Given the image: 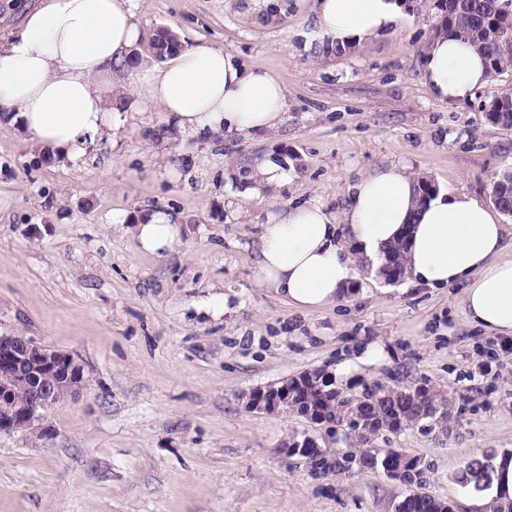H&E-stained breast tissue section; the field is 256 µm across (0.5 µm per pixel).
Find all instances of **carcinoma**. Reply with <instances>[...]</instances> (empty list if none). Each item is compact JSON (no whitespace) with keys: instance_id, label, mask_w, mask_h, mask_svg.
I'll return each instance as SVG.
<instances>
[{"instance_id":"cac0c4a2","label":"carcinoma","mask_w":512,"mask_h":512,"mask_svg":"<svg viewBox=\"0 0 512 512\" xmlns=\"http://www.w3.org/2000/svg\"><path fill=\"white\" fill-rule=\"evenodd\" d=\"M433 35L454 37L476 46L486 62V71L491 79L512 70V46L501 43V25L512 19V0H432ZM182 49L178 38L166 28L155 30L148 39L147 50L156 60ZM487 122L503 129L512 128V90L498 93L481 107ZM492 202L507 216H512V168H505L492 181ZM404 247L392 244L386 251V264L382 275L391 282L397 270L403 267ZM301 407L321 413L328 418L340 416V407L355 396L354 404L361 417L372 421L384 432H394L428 422L427 404L412 383L406 385H385L374 383L364 385L355 391L335 387V382L326 381L313 373L302 379L295 388ZM364 441H353V446L343 455H335V461L320 465L311 462L312 472L326 476L330 472L344 474L364 473L377 468L396 469L400 458L388 453L374 456L364 449ZM494 456L467 460L457 479L465 487L481 491L491 484ZM428 466L421 457L414 456L411 465L394 477V481L410 486L427 482ZM440 499L426 495H408L401 500L396 512H436Z\"/></svg>"}]
</instances>
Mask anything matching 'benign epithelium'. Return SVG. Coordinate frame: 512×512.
<instances>
[{
	"mask_svg": "<svg viewBox=\"0 0 512 512\" xmlns=\"http://www.w3.org/2000/svg\"><path fill=\"white\" fill-rule=\"evenodd\" d=\"M87 385L82 364L71 354L46 348L12 332L0 333V434H48V428L43 426L45 411L60 401L79 397ZM294 405L286 384L259 388L247 399L248 408L265 413L281 412ZM306 419L316 432L304 433L292 444L284 443L283 453L302 454L313 448L316 456H323L326 447L322 443L336 440L340 429L372 440L379 437L372 424L351 410L339 427L320 416L309 414Z\"/></svg>",
	"mask_w": 512,
	"mask_h": 512,
	"instance_id": "7a95c632",
	"label": "benign epithelium"
}]
</instances>
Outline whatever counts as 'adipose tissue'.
I'll use <instances>...</instances> for the list:
<instances>
[{"label": "adipose tissue", "instance_id": "adipose-tissue-1", "mask_svg": "<svg viewBox=\"0 0 512 512\" xmlns=\"http://www.w3.org/2000/svg\"><path fill=\"white\" fill-rule=\"evenodd\" d=\"M138 2L40 0L18 32L0 34V128L17 129L41 152L75 165L117 122L123 89L134 96L131 109L164 113L171 142L227 131L251 137L278 126L286 106L282 84L218 47L183 49L136 82L127 59L143 48ZM315 12L311 40L342 49L373 41L404 16L399 0H315ZM424 78L442 101L471 97L488 81L483 57L445 36L430 42ZM289 181L270 155L247 192L262 203ZM415 185L403 165L362 176L349 188L341 225L318 204L280 209L261 227L256 282L298 311L330 308L359 269L380 273L387 247L400 241L412 282L430 288L466 282V320L492 335H512L506 228L488 207L450 190L417 206ZM112 222L152 253L171 250L183 233L179 217L163 209L118 214Z\"/></svg>", "mask_w": 512, "mask_h": 512}]
</instances>
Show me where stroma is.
<instances>
[{
    "instance_id": "35a3bbf8",
    "label": "stroma",
    "mask_w": 512,
    "mask_h": 512,
    "mask_svg": "<svg viewBox=\"0 0 512 512\" xmlns=\"http://www.w3.org/2000/svg\"><path fill=\"white\" fill-rule=\"evenodd\" d=\"M281 2L271 22L247 0H140L138 12L145 31L169 28L183 46H221L274 75L286 109L269 134L168 144L154 135L160 112H127L74 166L0 129V332L73 355L88 379L46 410L47 436L0 435V512H395L409 487L380 470L313 476L280 451L311 424L246 406L252 391L332 370L372 341L390 361L356 383L425 379L448 394L447 430L424 423L375 443L422 457L426 493L467 510L465 461L512 450V350L467 324L463 285L363 270L336 308L305 313L254 280L273 213L306 202L343 216L348 187L385 165L489 204L494 175L512 166V130L480 105L512 89V71L442 102L423 78L426 15L338 54L306 48L311 0ZM269 154L288 168L287 190L243 202L245 170ZM153 208L184 224L162 254L112 222Z\"/></svg>"
}]
</instances>
